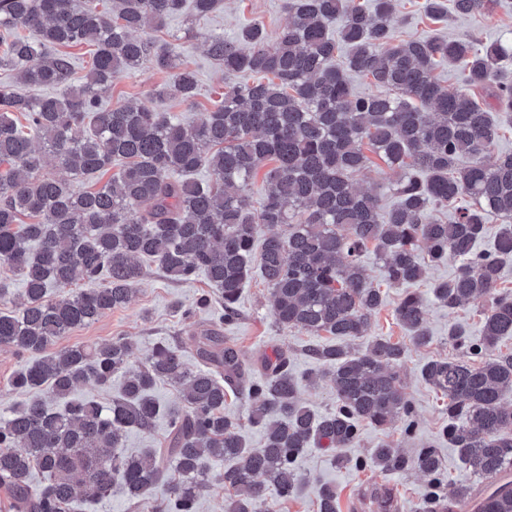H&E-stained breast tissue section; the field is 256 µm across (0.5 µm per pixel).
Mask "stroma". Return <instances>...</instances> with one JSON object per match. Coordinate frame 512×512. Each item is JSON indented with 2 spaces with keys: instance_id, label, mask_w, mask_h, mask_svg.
I'll return each mask as SVG.
<instances>
[{
  "instance_id": "35a3bbf8",
  "label": "stroma",
  "mask_w": 512,
  "mask_h": 512,
  "mask_svg": "<svg viewBox=\"0 0 512 512\" xmlns=\"http://www.w3.org/2000/svg\"><path fill=\"white\" fill-rule=\"evenodd\" d=\"M428 0H398L399 22L395 35L400 39L459 37L478 43L512 40V9H500L490 16L438 18L427 9ZM261 21L268 32H276L288 20L284 0H223L218 9L205 22L198 23L189 16L179 14L169 20L164 37L179 40L180 59L195 69L199 79L200 96L197 109H189L177 96H169L164 107L177 120L188 122L195 118L197 110L210 106L217 92L223 91L227 78L223 69L213 64L206 54L202 35L213 31L234 36L245 23ZM165 76L151 68L116 77L111 87L103 91V106H111L122 97H143L152 88L163 83ZM399 171L387 167L378 156H371L366 169L356 175L359 187L372 189L385 207L396 201L394 187ZM456 267L455 260L431 267L425 281L417 283L416 292L425 296L426 318L430 331L427 345L418 346L408 341V334L395 316V306L404 291L390 288L386 291V303L376 314L372 333L391 341L407 345L401 363L400 374L412 402L418 422L416 433L403 434L399 427L384 429L363 424L358 447L350 449L351 458L367 456L372 448L381 444L395 445L407 456L419 449H437L443 464L446 493L441 496L436 512H449L447 493L457 485L479 487L480 479L471 474L459 460L442 429L448 423V399L419 375L420 366L429 358L451 360L464 358L465 353L448 336L453 324L466 327L471 337H478L489 298L474 300L465 307L448 309L429 297L431 283L445 279ZM211 286L205 276H196L188 283L167 280L156 267H148L146 276L128 306L104 313L96 322L73 330L67 343L107 342L124 337L136 343L140 355H147L161 342L181 344L186 351H193L192 334L203 323L217 321L219 313L211 308L193 316L185 311L194 307L197 298L208 293ZM224 337L240 349L245 360L252 364L274 351H287L295 374L317 369V362L307 350L318 339L297 331L282 329L273 319L268 304L267 286L259 272H252L243 290L239 315L234 323L224 325ZM23 360L11 349L0 347V415L26 403L30 399L49 398L48 389L26 391L9 388L7 382L21 367ZM299 468L305 480L292 495L281 498L268 494L262 505L263 512H317V492L320 485L334 486L337 491V512H380L382 497H390L401 506H413L429 497L427 478L415 471L380 473L370 467L339 464L333 452L324 448L307 449L299 460Z\"/></svg>"
}]
</instances>
